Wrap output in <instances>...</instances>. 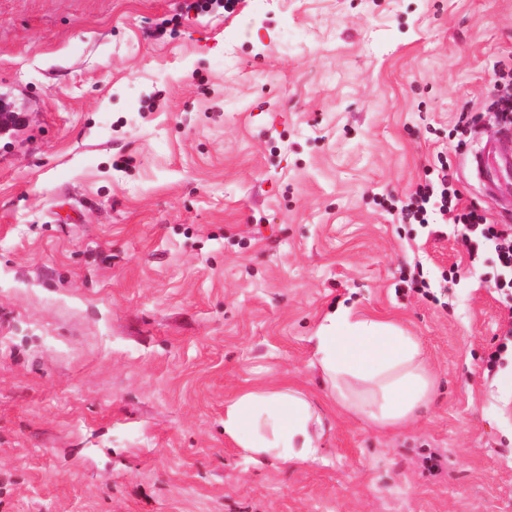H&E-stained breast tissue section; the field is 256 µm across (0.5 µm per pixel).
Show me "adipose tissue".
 Instances as JSON below:
<instances>
[{
	"mask_svg": "<svg viewBox=\"0 0 512 512\" xmlns=\"http://www.w3.org/2000/svg\"><path fill=\"white\" fill-rule=\"evenodd\" d=\"M313 340L323 379L347 410L393 428L431 404L435 382L421 345L394 321L340 306ZM322 433L319 407L287 384L247 388L224 402V435L254 466L321 460Z\"/></svg>",
	"mask_w": 512,
	"mask_h": 512,
	"instance_id": "adipose-tissue-1",
	"label": "adipose tissue"
}]
</instances>
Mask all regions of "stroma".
I'll use <instances>...</instances> for the list:
<instances>
[{
  "instance_id": "35a3bbf8",
  "label": "stroma",
  "mask_w": 512,
  "mask_h": 512,
  "mask_svg": "<svg viewBox=\"0 0 512 512\" xmlns=\"http://www.w3.org/2000/svg\"><path fill=\"white\" fill-rule=\"evenodd\" d=\"M0 0V512H512V329L495 252L399 223L448 133L500 137L512 0ZM422 263L431 297L407 290ZM455 281H444L450 268ZM345 305L400 321L436 377L381 429L309 341ZM285 382L322 460L248 465L224 401ZM438 467H431L430 457ZM494 75V83L496 88H500L504 83L506 91L504 94L498 96L496 101L498 112L507 115H512V95L507 91L508 82H512V57L507 59L497 60L492 66Z\"/></svg>"
}]
</instances>
